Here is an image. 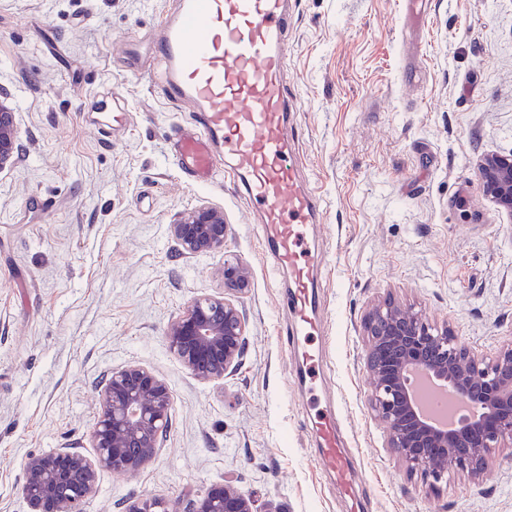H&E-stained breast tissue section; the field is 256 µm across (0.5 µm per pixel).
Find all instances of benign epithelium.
I'll return each mask as SVG.
<instances>
[{
  "instance_id": "1",
  "label": "benign epithelium",
  "mask_w": 512,
  "mask_h": 512,
  "mask_svg": "<svg viewBox=\"0 0 512 512\" xmlns=\"http://www.w3.org/2000/svg\"><path fill=\"white\" fill-rule=\"evenodd\" d=\"M9 91L0 85V171L19 153L15 113L6 104ZM485 193L512 213V154L479 160ZM224 213L199 206L170 225L182 253L224 250ZM250 269L224 255V287L243 290ZM366 369L373 391L371 406L387 431V447L409 472L429 470L439 482L465 472L476 480L495 450L512 447V345L487 360L448 340V327L422 319L411 307L392 301L377 305L365 321ZM246 324L238 307L223 297L190 301L167 327L170 351L196 377L222 379L243 352ZM419 369L439 384L480 405L481 413L441 430L425 420L404 383L405 372ZM101 409L92 433L96 456L78 451L30 457L24 465L22 492L31 512H82L96 493L101 469L135 471L150 460L171 419L172 394L150 370L136 364L112 372L101 390ZM128 512H168L156 499L130 505ZM188 512H256L251 499L230 482L215 486Z\"/></svg>"
}]
</instances>
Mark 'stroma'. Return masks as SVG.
I'll list each match as a JSON object with an SVG mask.
<instances>
[{"label": "stroma", "mask_w": 512, "mask_h": 512, "mask_svg": "<svg viewBox=\"0 0 512 512\" xmlns=\"http://www.w3.org/2000/svg\"><path fill=\"white\" fill-rule=\"evenodd\" d=\"M173 0H0V84L21 151L0 171V512H31L27 458L93 455L98 389L137 363L166 381V438L137 472L103 469L83 512L157 497L172 512L232 479L257 512H352L315 462L332 406L359 481L360 512H512V453L483 481L408 473L370 405L364 320L394 300L491 355L512 343V215L480 188L477 160L512 153V0H429L416 69L401 0H294L288 84L305 176L323 195L310 228L324 366L313 391L290 334L292 284L273 276L230 176L191 183L172 143L188 109L132 75L123 44L148 47ZM129 104L103 136L101 87ZM223 210L224 253L189 257L169 226ZM251 271L225 288V254ZM235 301L246 351L224 379L185 369L165 338L194 297Z\"/></svg>", "instance_id": "obj_1"}]
</instances>
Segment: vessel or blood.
Wrapping results in <instances>:
<instances>
[{"instance_id":"1","label":"vessel or blood","mask_w":512,"mask_h":512,"mask_svg":"<svg viewBox=\"0 0 512 512\" xmlns=\"http://www.w3.org/2000/svg\"><path fill=\"white\" fill-rule=\"evenodd\" d=\"M291 0H175L153 44L150 75L191 118L173 147L192 182L211 181L217 168L232 176L253 206L273 273L288 271L296 334L321 330L314 273L324 262L309 250L304 225L323 200L302 175L300 135L288 119L296 97L288 89ZM318 464L345 497L355 495L334 416L316 425Z\"/></svg>"}]
</instances>
